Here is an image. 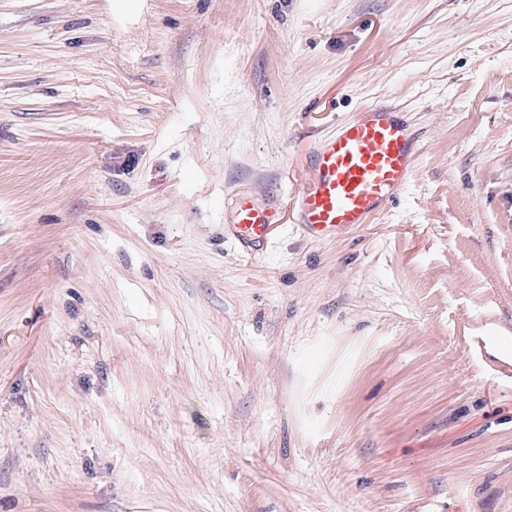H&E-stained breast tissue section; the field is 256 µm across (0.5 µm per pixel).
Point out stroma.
<instances>
[{"instance_id":"1","label":"stroma","mask_w":512,"mask_h":512,"mask_svg":"<svg viewBox=\"0 0 512 512\" xmlns=\"http://www.w3.org/2000/svg\"><path fill=\"white\" fill-rule=\"evenodd\" d=\"M372 102L411 179L310 238ZM0 512H512V0H0ZM416 135L385 104H371L313 154L297 194L298 224L317 238L336 237L368 223L409 180ZM231 224L234 237L247 250L258 251L268 242L277 227L275 215L258 208L248 196H238L231 205Z\"/></svg>"}]
</instances>
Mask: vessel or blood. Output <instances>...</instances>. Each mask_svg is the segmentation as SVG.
<instances>
[{"label":"vessel or blood","instance_id":"1","mask_svg":"<svg viewBox=\"0 0 512 512\" xmlns=\"http://www.w3.org/2000/svg\"><path fill=\"white\" fill-rule=\"evenodd\" d=\"M416 136L385 104H372L326 139L313 154L312 171L297 194L298 222L317 238L368 223L409 180ZM230 229L247 250L258 251L275 231L276 217L248 196L231 205Z\"/></svg>","mask_w":512,"mask_h":512}]
</instances>
